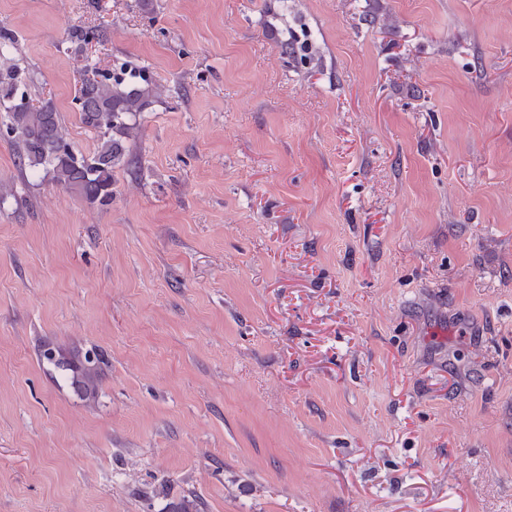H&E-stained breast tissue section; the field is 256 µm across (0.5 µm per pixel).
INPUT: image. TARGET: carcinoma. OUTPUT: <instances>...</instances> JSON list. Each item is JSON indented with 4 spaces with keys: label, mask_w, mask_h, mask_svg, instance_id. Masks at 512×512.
Returning <instances> with one entry per match:
<instances>
[{
    "label": "carcinoma",
    "mask_w": 512,
    "mask_h": 512,
    "mask_svg": "<svg viewBox=\"0 0 512 512\" xmlns=\"http://www.w3.org/2000/svg\"><path fill=\"white\" fill-rule=\"evenodd\" d=\"M98 37L95 30L78 26L68 31L66 41L80 49ZM135 78L136 70L126 65L114 78L94 68L88 71L75 104L81 122L99 134L100 144L93 154L85 156L74 151L52 104L36 109L16 101L20 87L29 80L25 70L0 73V103L10 104L11 112L6 134L18 139L21 164L34 171L46 169L58 185L89 202L108 203L112 199V172L128 163L127 142L135 136L131 117L146 109L153 93L150 88L127 84ZM43 357L78 389L91 392L95 388L96 356L88 353L82 361H65L47 350Z\"/></svg>",
    "instance_id": "cac0c4a2"
}]
</instances>
